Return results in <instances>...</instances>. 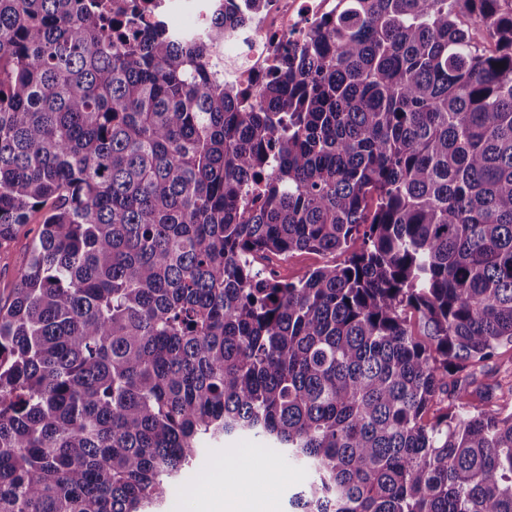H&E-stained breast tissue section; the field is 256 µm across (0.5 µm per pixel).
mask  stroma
I'll use <instances>...</instances> for the list:
<instances>
[{
	"label": "stroma",
	"mask_w": 512,
	"mask_h": 512,
	"mask_svg": "<svg viewBox=\"0 0 512 512\" xmlns=\"http://www.w3.org/2000/svg\"><path fill=\"white\" fill-rule=\"evenodd\" d=\"M267 468L276 473L277 481L265 493L261 508L265 512H292L289 499L306 486L309 472L278 449L262 447L250 436L223 443L202 442L196 463L170 484L162 512H199L208 497L253 500L252 474Z\"/></svg>",
	"instance_id": "stroma-1"
}]
</instances>
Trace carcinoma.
<instances>
[{"mask_svg": "<svg viewBox=\"0 0 512 512\" xmlns=\"http://www.w3.org/2000/svg\"><path fill=\"white\" fill-rule=\"evenodd\" d=\"M152 0H0V512H160L204 439L296 512H512V0H339L252 99ZM51 208L37 227L30 216ZM342 255L290 280L269 254ZM31 237L20 236L7 247L0 249V299L1 305L8 302L11 288L15 286V273L28 257Z\"/></svg>", "mask_w": 512, "mask_h": 512, "instance_id": "1", "label": "carcinoma"}]
</instances>
